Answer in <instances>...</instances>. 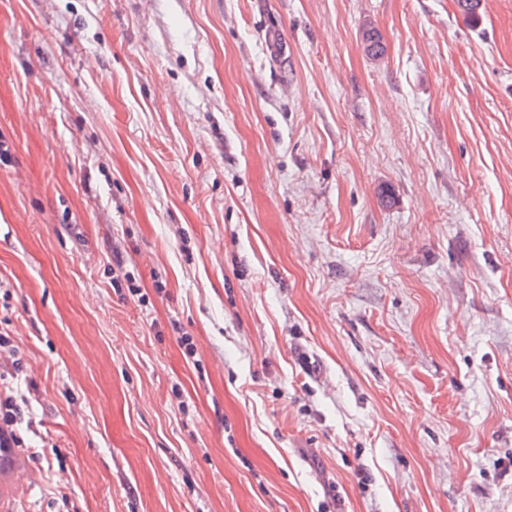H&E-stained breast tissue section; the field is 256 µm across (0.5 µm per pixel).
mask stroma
Segmentation results:
<instances>
[{"label": "stroma", "instance_id": "1", "mask_svg": "<svg viewBox=\"0 0 512 512\" xmlns=\"http://www.w3.org/2000/svg\"><path fill=\"white\" fill-rule=\"evenodd\" d=\"M0 137V512H512V0H0ZM20 359H14L11 362V367L0 362V447L1 448H21V440L14 432L13 425L16 423L17 418H20L21 412L17 405L16 396L11 391L4 388L2 385L8 377L16 378L22 369Z\"/></svg>", "mask_w": 512, "mask_h": 512}]
</instances>
